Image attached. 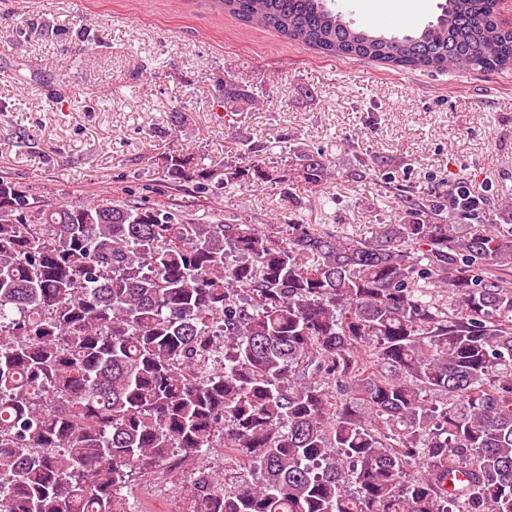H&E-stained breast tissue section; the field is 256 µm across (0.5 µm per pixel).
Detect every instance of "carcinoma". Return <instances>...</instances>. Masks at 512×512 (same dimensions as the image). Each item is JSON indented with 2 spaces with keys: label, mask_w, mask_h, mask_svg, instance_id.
<instances>
[{
  "label": "carcinoma",
  "mask_w": 512,
  "mask_h": 512,
  "mask_svg": "<svg viewBox=\"0 0 512 512\" xmlns=\"http://www.w3.org/2000/svg\"><path fill=\"white\" fill-rule=\"evenodd\" d=\"M213 4L325 57L512 69L503 0H445L401 37L327 0ZM187 165L166 159L174 179ZM295 171L328 175L309 154ZM30 198L0 178V512H121L130 477L217 446L251 479L201 476L187 512H512V233L456 232L430 199L368 239H283L132 194Z\"/></svg>",
  "instance_id": "1"
}]
</instances>
